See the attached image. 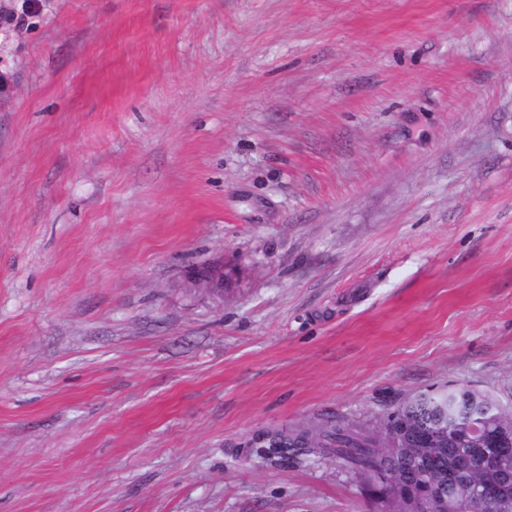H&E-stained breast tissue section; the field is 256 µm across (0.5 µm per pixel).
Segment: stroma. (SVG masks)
<instances>
[{
    "label": "stroma",
    "mask_w": 512,
    "mask_h": 512,
    "mask_svg": "<svg viewBox=\"0 0 512 512\" xmlns=\"http://www.w3.org/2000/svg\"><path fill=\"white\" fill-rule=\"evenodd\" d=\"M448 383L512 404V0H0V512H388L251 442Z\"/></svg>",
    "instance_id": "obj_1"
}]
</instances>
